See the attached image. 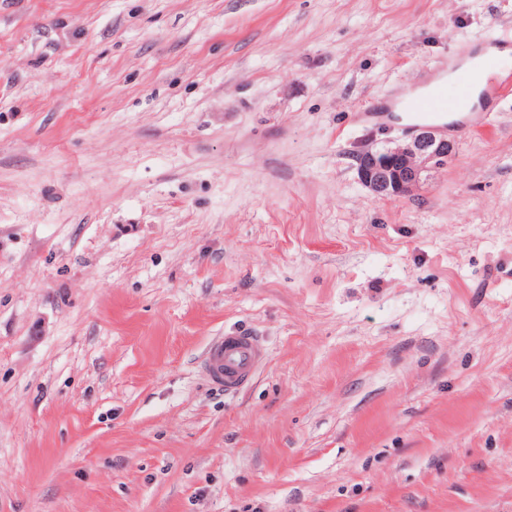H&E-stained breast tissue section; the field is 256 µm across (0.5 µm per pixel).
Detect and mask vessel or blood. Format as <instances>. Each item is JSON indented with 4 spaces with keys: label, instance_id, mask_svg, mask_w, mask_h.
<instances>
[{
    "label": "vessel or blood",
    "instance_id": "b4317fda",
    "mask_svg": "<svg viewBox=\"0 0 512 512\" xmlns=\"http://www.w3.org/2000/svg\"><path fill=\"white\" fill-rule=\"evenodd\" d=\"M468 98L469 85L466 80L460 79L456 82L454 93L440 90L424 97L412 95L408 103L421 120L431 121L438 114L457 111ZM265 355V347L259 337L247 334L221 336L209 344L203 364L211 379L229 394L238 391L249 381Z\"/></svg>",
    "mask_w": 512,
    "mask_h": 512
}]
</instances>
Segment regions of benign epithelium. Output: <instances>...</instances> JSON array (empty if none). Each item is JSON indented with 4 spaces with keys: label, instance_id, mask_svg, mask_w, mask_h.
<instances>
[{
    "label": "benign epithelium",
    "instance_id": "7a95c632",
    "mask_svg": "<svg viewBox=\"0 0 512 512\" xmlns=\"http://www.w3.org/2000/svg\"><path fill=\"white\" fill-rule=\"evenodd\" d=\"M455 154L454 141L422 126L380 149L366 146L354 158L361 183L387 198L412 195L424 174L446 167Z\"/></svg>",
    "mask_w": 512,
    "mask_h": 512
}]
</instances>
